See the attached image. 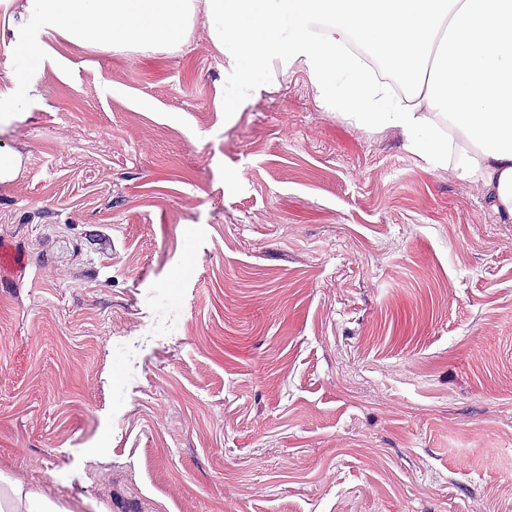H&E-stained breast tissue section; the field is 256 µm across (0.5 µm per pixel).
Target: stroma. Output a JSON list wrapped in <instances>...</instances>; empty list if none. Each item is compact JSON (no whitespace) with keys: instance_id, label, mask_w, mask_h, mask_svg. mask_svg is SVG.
Returning a JSON list of instances; mask_svg holds the SVG:
<instances>
[{"instance_id":"obj_1","label":"stroma","mask_w":512,"mask_h":512,"mask_svg":"<svg viewBox=\"0 0 512 512\" xmlns=\"http://www.w3.org/2000/svg\"><path fill=\"white\" fill-rule=\"evenodd\" d=\"M0 0V471L73 512H512V223L483 188L178 46ZM8 80L16 90V94L13 96H10V93L0 94V117L2 113H13L22 107L23 91L27 86L28 75L22 68H16L8 73Z\"/></svg>"}]
</instances>
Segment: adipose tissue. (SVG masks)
I'll use <instances>...</instances> for the list:
<instances>
[{"mask_svg": "<svg viewBox=\"0 0 512 512\" xmlns=\"http://www.w3.org/2000/svg\"><path fill=\"white\" fill-rule=\"evenodd\" d=\"M75 43L181 42L204 12L213 44L244 81L308 72L326 111L365 131L396 129L405 148L481 184L512 223V0H24ZM393 58L413 83L398 95L359 49ZM0 512H67L0 472Z\"/></svg>", "mask_w": 512, "mask_h": 512, "instance_id": "1", "label": "adipose tissue"}]
</instances>
